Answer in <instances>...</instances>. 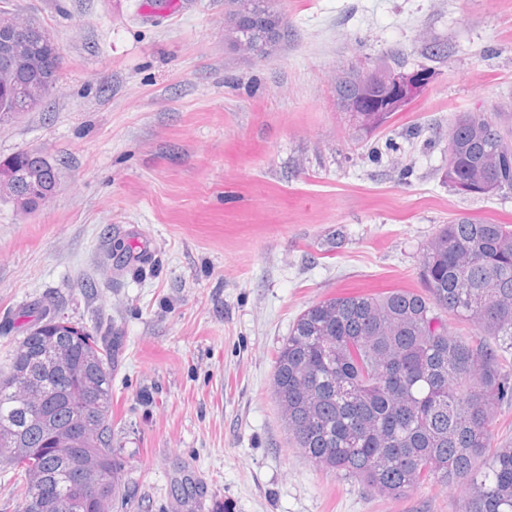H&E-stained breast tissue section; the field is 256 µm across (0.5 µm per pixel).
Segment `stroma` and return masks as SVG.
Listing matches in <instances>:
<instances>
[{
  "instance_id": "1",
  "label": "stroma",
  "mask_w": 512,
  "mask_h": 512,
  "mask_svg": "<svg viewBox=\"0 0 512 512\" xmlns=\"http://www.w3.org/2000/svg\"><path fill=\"white\" fill-rule=\"evenodd\" d=\"M5 2L64 59L46 106L0 124V159L38 149L58 172L37 212L0 201V363L37 301L123 336L114 512H449L463 487L394 501L305 458L273 361L315 302L420 289L441 224H512V193L445 178L460 113L512 124V0H276L268 61L225 41L224 0ZM379 60L431 79L367 134L334 87Z\"/></svg>"
}]
</instances>
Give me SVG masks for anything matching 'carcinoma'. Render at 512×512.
<instances>
[{"mask_svg": "<svg viewBox=\"0 0 512 512\" xmlns=\"http://www.w3.org/2000/svg\"><path fill=\"white\" fill-rule=\"evenodd\" d=\"M224 32L268 61L287 28L275 0H225ZM62 48L33 43L28 63L12 71L18 85L55 88ZM377 89L355 69L336 78L338 107L370 132L393 116L377 112ZM47 96L18 101L0 123L43 107ZM453 155L446 178L512 191V130L486 112H464L448 127ZM36 163L16 152L0 160V179L26 194ZM423 288L328 298L305 309L276 351L273 395L292 445L322 470L354 479L375 493L404 499L424 486L460 485L451 512H512V446L495 443L499 409L512 405V225L462 217L436 231L423 253ZM26 336L0 367V465L16 475L21 512H69L71 473H107L105 499L84 512H110L125 496L122 463L112 448V371L123 337L77 323H55L56 310L24 312ZM470 324L448 335V318ZM65 351L70 366L57 369ZM81 393L75 412L64 395ZM76 426L74 448L45 442L42 423ZM29 448L22 460L13 449Z\"/></svg>", "mask_w": 512, "mask_h": 512, "instance_id": "carcinoma-1", "label": "carcinoma"}]
</instances>
